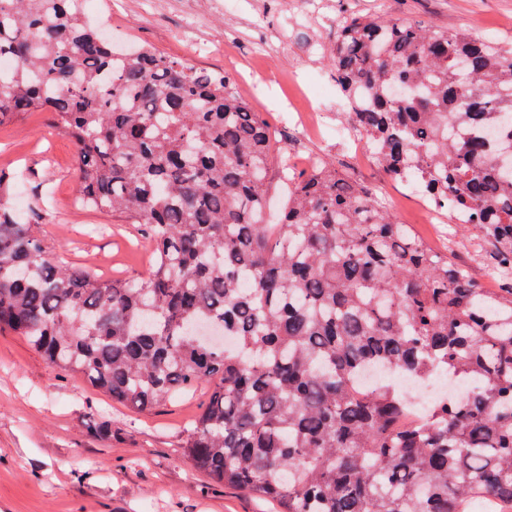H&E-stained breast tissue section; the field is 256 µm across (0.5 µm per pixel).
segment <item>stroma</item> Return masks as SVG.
<instances>
[{"instance_id":"stroma-1","label":"stroma","mask_w":512,"mask_h":512,"mask_svg":"<svg viewBox=\"0 0 512 512\" xmlns=\"http://www.w3.org/2000/svg\"><path fill=\"white\" fill-rule=\"evenodd\" d=\"M90 18L113 41L146 45L210 72L241 77L242 93L276 133L290 166L318 154L348 178L375 185L396 221L429 244L442 234L473 280L491 287L487 245L474 225L438 217L410 184L384 174L365 141L336 135L349 108L321 96L335 85L326 49L338 17H398L470 30L512 43V0H94ZM327 112L328 132L294 150L295 113ZM33 171L48 193L40 226L49 256L90 266L103 278L146 275L150 252L137 225L79 209L73 146L39 113L0 127V169ZM204 391L164 410L136 414L49 367L21 337L0 333V512H273L272 503L209 482L181 446ZM112 423L111 440L93 438L89 418Z\"/></svg>"}]
</instances>
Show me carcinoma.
I'll return each instance as SVG.
<instances>
[{"label":"carcinoma","mask_w":512,"mask_h":512,"mask_svg":"<svg viewBox=\"0 0 512 512\" xmlns=\"http://www.w3.org/2000/svg\"><path fill=\"white\" fill-rule=\"evenodd\" d=\"M3 57L0 127L46 113L81 206L141 225L154 261L111 281L49 259L10 204L26 174L0 173V331L135 413L209 385L185 453L277 512H512V278L478 287L324 158L282 170L265 223L272 134L235 78L117 49L81 0H0ZM327 62L383 172L512 270V45L349 16ZM370 365L468 392L412 424L392 385L355 387Z\"/></svg>","instance_id":"carcinoma-1"}]
</instances>
